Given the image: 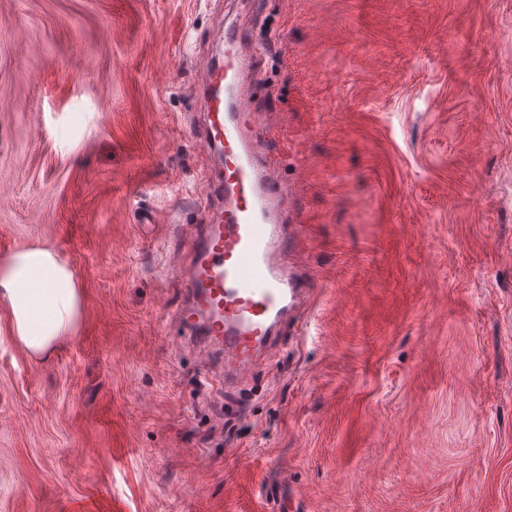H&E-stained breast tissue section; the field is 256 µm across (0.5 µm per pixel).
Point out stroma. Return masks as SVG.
Instances as JSON below:
<instances>
[{
    "label": "stroma",
    "mask_w": 512,
    "mask_h": 512,
    "mask_svg": "<svg viewBox=\"0 0 512 512\" xmlns=\"http://www.w3.org/2000/svg\"><path fill=\"white\" fill-rule=\"evenodd\" d=\"M230 24L276 46L241 104L326 280L206 386L169 258L218 205L192 82ZM32 246L82 311L40 358L0 303V512H512V0H0V256Z\"/></svg>",
    "instance_id": "35a3bbf8"
}]
</instances>
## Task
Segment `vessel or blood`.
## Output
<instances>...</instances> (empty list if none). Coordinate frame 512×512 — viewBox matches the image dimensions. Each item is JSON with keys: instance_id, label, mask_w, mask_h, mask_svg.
Wrapping results in <instances>:
<instances>
[{"instance_id": "vessel-or-blood-1", "label": "vessel or blood", "mask_w": 512, "mask_h": 512, "mask_svg": "<svg viewBox=\"0 0 512 512\" xmlns=\"http://www.w3.org/2000/svg\"><path fill=\"white\" fill-rule=\"evenodd\" d=\"M211 40L223 46L224 57L198 70L194 85L205 106L201 140L221 154L207 191L222 205L207 223L185 225L190 251L174 255L170 265L186 280L177 330L196 347L205 380L228 384L251 376L275 348L281 319L309 300L314 283L282 264L304 250L295 223L283 217L285 203L309 187L301 180L284 186L282 157L259 155L262 138L279 130L280 114L238 105L259 46L230 26Z\"/></svg>"}]
</instances>
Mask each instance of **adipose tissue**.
Listing matches in <instances>:
<instances>
[{
    "label": "adipose tissue",
    "mask_w": 512,
    "mask_h": 512,
    "mask_svg": "<svg viewBox=\"0 0 512 512\" xmlns=\"http://www.w3.org/2000/svg\"><path fill=\"white\" fill-rule=\"evenodd\" d=\"M0 299L11 309L16 341L35 356L56 351L81 310L73 272L44 249L0 259Z\"/></svg>",
    "instance_id": "ef3b65f1"
}]
</instances>
